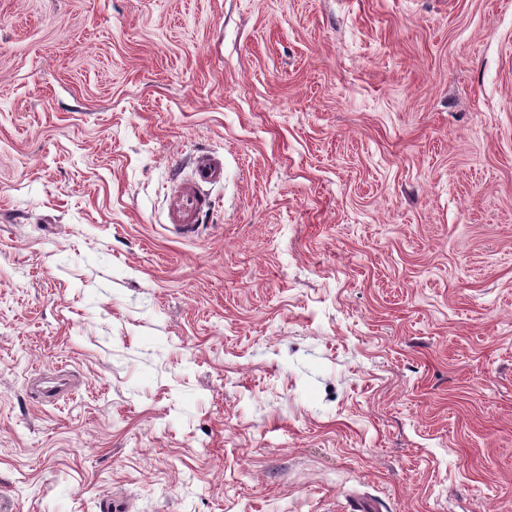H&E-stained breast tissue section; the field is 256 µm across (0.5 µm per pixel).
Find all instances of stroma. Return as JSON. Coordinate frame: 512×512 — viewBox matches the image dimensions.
<instances>
[{
    "label": "stroma",
    "mask_w": 512,
    "mask_h": 512,
    "mask_svg": "<svg viewBox=\"0 0 512 512\" xmlns=\"http://www.w3.org/2000/svg\"><path fill=\"white\" fill-rule=\"evenodd\" d=\"M365 499L512 512V0H0V512ZM223 180V161L206 152L194 157L188 176H176L175 188L167 196L168 220L180 237L193 236L199 227L201 215L210 209L211 199L204 187Z\"/></svg>",
    "instance_id": "obj_1"
}]
</instances>
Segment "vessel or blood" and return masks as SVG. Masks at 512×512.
Returning a JSON list of instances; mask_svg holds the SVG:
<instances>
[{
	"instance_id": "b4317fda",
	"label": "vessel or blood",
	"mask_w": 512,
	"mask_h": 512,
	"mask_svg": "<svg viewBox=\"0 0 512 512\" xmlns=\"http://www.w3.org/2000/svg\"><path fill=\"white\" fill-rule=\"evenodd\" d=\"M223 180V161L205 152L194 157L188 176L177 177L167 202L168 220L180 237L186 238L196 233L201 215L211 206V200L205 193L206 186Z\"/></svg>"
}]
</instances>
